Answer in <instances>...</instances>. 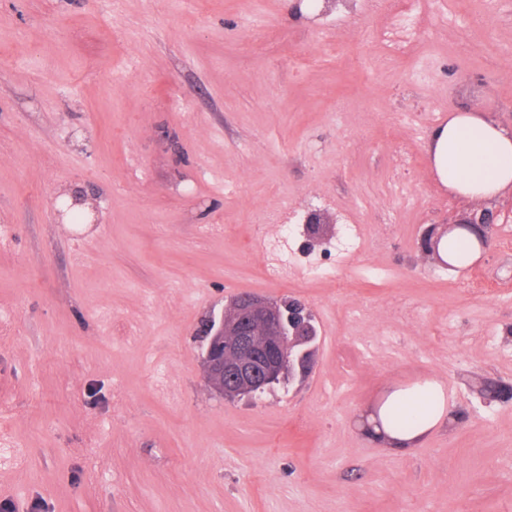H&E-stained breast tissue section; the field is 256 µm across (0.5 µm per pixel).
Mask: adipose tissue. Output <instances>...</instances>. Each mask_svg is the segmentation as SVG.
<instances>
[{
	"label": "adipose tissue",
	"mask_w": 512,
	"mask_h": 512,
	"mask_svg": "<svg viewBox=\"0 0 512 512\" xmlns=\"http://www.w3.org/2000/svg\"><path fill=\"white\" fill-rule=\"evenodd\" d=\"M426 152L440 183L452 195L487 202L512 194V127L486 113L469 109L452 113L432 131ZM438 248L442 259L458 269L481 256L476 237L464 229L442 237ZM450 408L437 380L399 388L369 415L368 433L393 450H404L445 423Z\"/></svg>",
	"instance_id": "ef3b65f1"
}]
</instances>
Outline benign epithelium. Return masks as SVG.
I'll return each mask as SVG.
<instances>
[{
	"mask_svg": "<svg viewBox=\"0 0 512 512\" xmlns=\"http://www.w3.org/2000/svg\"><path fill=\"white\" fill-rule=\"evenodd\" d=\"M335 0H293L292 9L311 10L316 21ZM501 211L484 203H465L448 221V227L466 228L476 234L483 250L490 248L494 226ZM208 337L203 367L209 385L227 397L264 392L284 377L294 362L304 363L300 347L314 340L316 329L299 303L278 304L255 295L233 298L230 311L209 319L204 327Z\"/></svg>",
	"mask_w": 512,
	"mask_h": 512,
	"instance_id": "benign-epithelium-1",
	"label": "benign epithelium"
}]
</instances>
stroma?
Here are the masks:
<instances>
[{"label":"stroma","instance_id":"stroma-1","mask_svg":"<svg viewBox=\"0 0 512 512\" xmlns=\"http://www.w3.org/2000/svg\"><path fill=\"white\" fill-rule=\"evenodd\" d=\"M352 3L312 23L289 0H0V502L512 512V402L475 389L512 383V217L466 270L423 254L461 207L432 130L468 106L512 126V0H424L386 69L387 18ZM62 194L96 223L59 222ZM285 204L281 278L256 240ZM311 209L333 223L303 227ZM344 222L363 246L328 254ZM240 294L302 302L317 333L308 367L229 400L200 329ZM426 377L449 422L405 453L366 434L391 388Z\"/></svg>","mask_w":512,"mask_h":512}]
</instances>
